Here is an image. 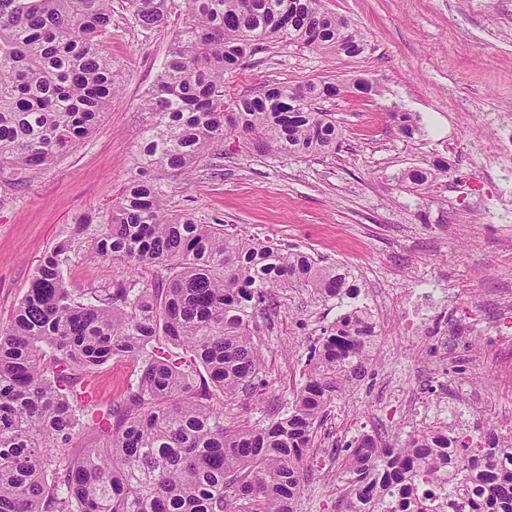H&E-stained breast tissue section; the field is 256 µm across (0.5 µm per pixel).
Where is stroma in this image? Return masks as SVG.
Returning <instances> with one entry per match:
<instances>
[{
  "mask_svg": "<svg viewBox=\"0 0 512 512\" xmlns=\"http://www.w3.org/2000/svg\"><path fill=\"white\" fill-rule=\"evenodd\" d=\"M367 43L356 57H327L271 44L224 75V101L262 87L363 78L379 94L321 100L343 128L335 153L293 158L250 150L225 138L220 160L203 159L189 176L167 178L168 210L200 224L268 244L296 247L322 263L343 262L375 304L381 335L372 374L338 400L308 472L298 512H337L334 448L363 434L385 439L414 428L406 406L389 407L393 385L408 402L430 400L438 386L466 405L474 428L512 421V335L486 321L512 322V157L500 138L512 127V0H322ZM186 0H169L166 24L138 25L129 0L112 2L109 49L122 87L92 136L27 185L0 181V325L7 324L34 268L56 242L87 219L107 216L137 169L147 117L139 106L178 35ZM410 113L421 136L407 139L391 115ZM443 163L425 189L401 188L402 173ZM69 287L134 279L119 260H79L64 272ZM433 283L448 293L447 337L404 328L405 296ZM339 313L308 292L284 296L261 323L260 398L239 396L251 420L287 408L311 346ZM100 408L121 403L136 378L133 363L96 370Z\"/></svg>",
  "mask_w": 512,
  "mask_h": 512,
  "instance_id": "obj_1",
  "label": "stroma"
}]
</instances>
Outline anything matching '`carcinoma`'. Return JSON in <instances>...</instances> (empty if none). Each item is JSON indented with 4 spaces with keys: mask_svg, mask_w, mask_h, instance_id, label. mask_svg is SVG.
Returning a JSON list of instances; mask_svg holds the SVG:
<instances>
[{
    "mask_svg": "<svg viewBox=\"0 0 512 512\" xmlns=\"http://www.w3.org/2000/svg\"><path fill=\"white\" fill-rule=\"evenodd\" d=\"M137 23L163 24L168 0H130ZM112 0H0V177H33L93 133L121 88L107 43ZM320 0H187L181 34L145 93L151 123L139 170L104 224H81L37 264L0 327V512H297L304 470L335 401L372 370L374 316L352 308L311 348L291 406L263 423L227 407L264 386L259 319L303 289L321 301L359 292L344 265L198 224L164 204L162 181L190 174L230 134L266 152L327 154L342 130L319 101L333 82L274 86L224 105V73L268 43L355 57L361 37ZM431 172L402 176L414 192ZM79 257L152 269L80 293L64 269ZM114 359L138 367L124 401L101 410L79 397L85 376ZM95 426L105 445L67 448ZM478 467L445 422L387 444L363 435L336 450L339 512H452L448 493L418 489L445 476L458 512H512V451L479 433Z\"/></svg>",
    "mask_w": 512,
    "mask_h": 512,
    "instance_id": "carcinoma-1",
    "label": "carcinoma"
}]
</instances>
